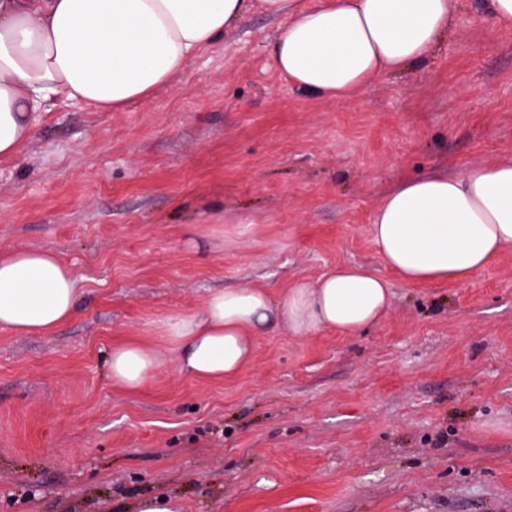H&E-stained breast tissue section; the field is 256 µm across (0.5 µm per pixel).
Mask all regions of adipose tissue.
Wrapping results in <instances>:
<instances>
[{
	"instance_id": "ef3b65f1",
	"label": "adipose tissue",
	"mask_w": 512,
	"mask_h": 512,
	"mask_svg": "<svg viewBox=\"0 0 512 512\" xmlns=\"http://www.w3.org/2000/svg\"><path fill=\"white\" fill-rule=\"evenodd\" d=\"M254 9L284 22L273 48L279 72L303 91L340 100L426 60L457 0H0V158L18 155L34 134V113L58 98L103 112L149 98ZM372 231L403 281L468 282L512 246V159L402 179L380 197ZM77 296V278L54 250L0 253V329L53 333L74 317ZM390 300L384 278L340 266L276 300L260 288L215 291L200 310L168 314L157 329L180 373L231 380L269 327L354 336L381 320ZM163 363L159 350L137 341L105 355L108 377L127 391Z\"/></svg>"
}]
</instances>
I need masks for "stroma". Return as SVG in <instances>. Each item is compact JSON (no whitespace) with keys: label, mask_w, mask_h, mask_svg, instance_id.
<instances>
[{"label":"stroma","mask_w":512,"mask_h":512,"mask_svg":"<svg viewBox=\"0 0 512 512\" xmlns=\"http://www.w3.org/2000/svg\"><path fill=\"white\" fill-rule=\"evenodd\" d=\"M458 4L425 62L340 102L288 83L252 13L149 99L36 113L0 158V250H56L79 293L54 334L0 331V512H512V248L408 285L372 238L404 176L512 157V28ZM341 265L387 278L384 318L261 333L234 380L180 374L154 331ZM130 339L165 359L134 392L104 367Z\"/></svg>","instance_id":"stroma-1"}]
</instances>
